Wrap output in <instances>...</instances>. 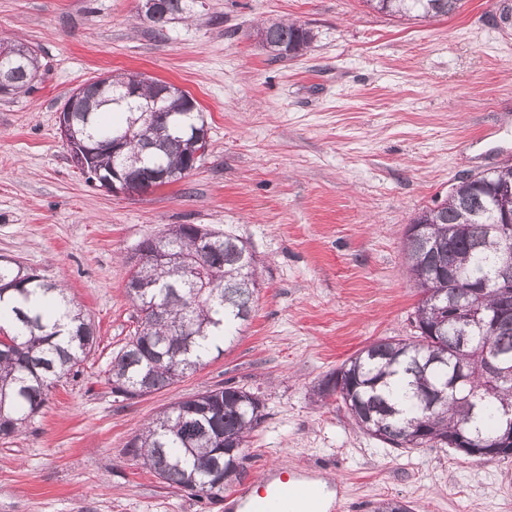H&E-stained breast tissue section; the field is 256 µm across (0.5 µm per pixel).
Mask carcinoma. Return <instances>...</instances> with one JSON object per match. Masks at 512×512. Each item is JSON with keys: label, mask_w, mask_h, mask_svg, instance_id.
<instances>
[{"label": "carcinoma", "mask_w": 512, "mask_h": 512, "mask_svg": "<svg viewBox=\"0 0 512 512\" xmlns=\"http://www.w3.org/2000/svg\"><path fill=\"white\" fill-rule=\"evenodd\" d=\"M195 0H160L148 18L157 32L196 14ZM389 15L437 18L461 7V0H365ZM273 58L295 57L313 39L295 22L260 29ZM40 64L13 73V93L30 89ZM133 78L111 76L100 95L85 103L89 113H73L71 138L94 148L88 168L112 171V137L125 138L124 160L142 191L185 177L190 162L187 134L204 124L195 101L174 94L149 114L110 103L113 91ZM165 171L161 180L156 174ZM512 170H493L460 182L448 202L423 210L425 227L406 234L409 272L421 294L415 310L416 339L373 342L344 361L319 385L323 399L336 397L365 433L407 452L430 443L458 447L465 436L477 448H490L500 432L499 411L512 405V378L491 380L478 364V351L494 348L512 367V314L498 315L500 289L484 283L512 257V238L492 231L494 199ZM213 244L200 252L194 224H177L162 236L140 242L130 278L146 285L128 297L139 313L133 335L112 355L111 392L135 399L147 377L151 391L169 386L207 363L234 340L252 312L258 291L253 254L239 239L211 232ZM467 321H441V309L468 290ZM16 303L14 318L0 321V439L20 432L47 402L59 379L78 375L97 336L83 310L61 286L14 261H0V302ZM59 311L67 330L51 321ZM466 380L454 384L459 362ZM266 417L259 395L235 386L209 389L162 410L126 447L168 486L203 499H216L241 478L249 435ZM373 512H414L408 501L377 502Z\"/></svg>", "instance_id": "1"}]
</instances>
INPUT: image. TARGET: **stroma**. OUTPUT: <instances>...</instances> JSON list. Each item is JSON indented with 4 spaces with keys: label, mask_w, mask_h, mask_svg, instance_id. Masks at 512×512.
<instances>
[{
    "label": "stroma",
    "mask_w": 512,
    "mask_h": 512,
    "mask_svg": "<svg viewBox=\"0 0 512 512\" xmlns=\"http://www.w3.org/2000/svg\"><path fill=\"white\" fill-rule=\"evenodd\" d=\"M138 4L0 0V39L35 45L41 63L31 90L0 97V259L62 284L97 336L79 376L0 439V512H226L167 488L125 445L167 406L227 383L258 393L267 413L233 491L285 465L341 485L352 512L388 498L417 512H512V456L402 452L313 397L366 345L414 335L420 294L403 251L413 214L512 159V22L501 19L512 0H462L432 20L365 0H203L160 34ZM277 21L311 29L310 48L272 61L256 30ZM117 72L197 101L210 145L178 183L114 195L72 163L60 109ZM173 224L243 240L260 288L220 357L122 400L107 378L137 326L130 258Z\"/></svg>",
    "instance_id": "stroma-1"
}]
</instances>
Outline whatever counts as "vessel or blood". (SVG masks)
Listing matches in <instances>:
<instances>
[{"label":"vessel or blood","mask_w":512,"mask_h":512,"mask_svg":"<svg viewBox=\"0 0 512 512\" xmlns=\"http://www.w3.org/2000/svg\"><path fill=\"white\" fill-rule=\"evenodd\" d=\"M228 512L247 507L248 512H343L342 495L326 498L313 484L298 483L295 474L283 467H271L264 484L257 490L243 489L225 498Z\"/></svg>","instance_id":"obj_1"}]
</instances>
